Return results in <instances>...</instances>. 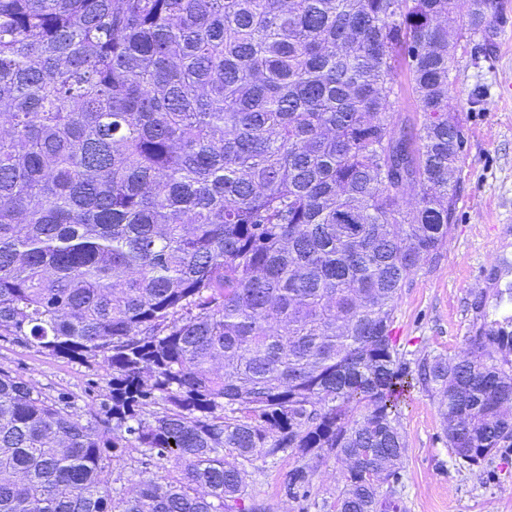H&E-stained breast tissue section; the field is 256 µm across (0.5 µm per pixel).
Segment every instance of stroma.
Returning a JSON list of instances; mask_svg holds the SVG:
<instances>
[{
  "instance_id": "obj_1",
  "label": "stroma",
  "mask_w": 512,
  "mask_h": 512,
  "mask_svg": "<svg viewBox=\"0 0 512 512\" xmlns=\"http://www.w3.org/2000/svg\"><path fill=\"white\" fill-rule=\"evenodd\" d=\"M492 50L462 38L450 86L465 148L457 172L453 229L439 260L425 263L402 288L394 333L416 355L461 357L482 325L512 317L497 305V286L512 283V0H503ZM481 309H473L474 301ZM0 370L30 379L49 397L66 393L79 415L101 413L108 378L102 368L58 358L17 342L0 341ZM407 436L404 488L407 512H512V449L481 466L460 461L448 447L435 398L415 390L402 402ZM311 498H335L344 466L314 457ZM294 465L282 454L249 477L251 502L260 512H291L281 487Z\"/></svg>"
}]
</instances>
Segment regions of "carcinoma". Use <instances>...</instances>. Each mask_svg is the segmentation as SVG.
<instances>
[{
	"label": "carcinoma",
	"instance_id": "obj_1",
	"mask_svg": "<svg viewBox=\"0 0 512 512\" xmlns=\"http://www.w3.org/2000/svg\"><path fill=\"white\" fill-rule=\"evenodd\" d=\"M484 2L0 0V341L98 362L113 422L0 371V512H253L286 452L301 512L312 455L322 507L404 512L416 387L463 462L512 448V319L462 359L393 335L455 215L448 14L490 45ZM131 448L170 468L116 502ZM398 98L395 103V112L401 113L402 117L415 116V105L411 91L409 89L407 75L405 71H398ZM313 467L311 483V501L318 502L333 501L336 492L342 487V474L344 465L334 457H313L309 460Z\"/></svg>",
	"mask_w": 512,
	"mask_h": 512
}]
</instances>
